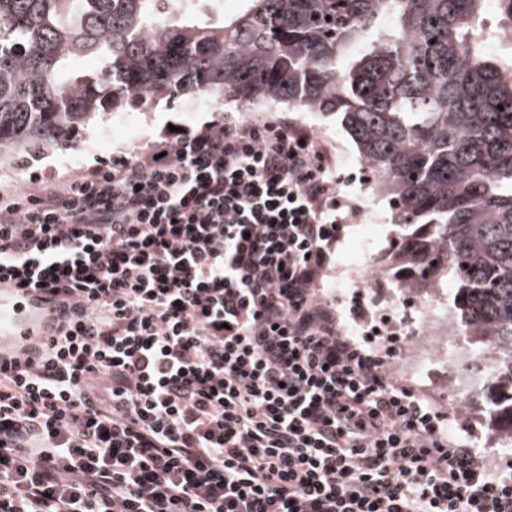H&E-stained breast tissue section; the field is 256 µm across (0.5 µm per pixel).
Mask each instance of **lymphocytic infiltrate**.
Listing matches in <instances>:
<instances>
[{
  "instance_id": "lymphocytic-infiltrate-1",
  "label": "lymphocytic infiltrate",
  "mask_w": 512,
  "mask_h": 512,
  "mask_svg": "<svg viewBox=\"0 0 512 512\" xmlns=\"http://www.w3.org/2000/svg\"><path fill=\"white\" fill-rule=\"evenodd\" d=\"M326 150L211 123L0 190V284L68 330L0 364V512H512V472L319 292Z\"/></svg>"
}]
</instances>
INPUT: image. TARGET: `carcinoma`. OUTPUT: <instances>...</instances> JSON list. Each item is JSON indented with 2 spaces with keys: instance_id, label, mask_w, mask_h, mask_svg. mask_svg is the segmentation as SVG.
<instances>
[{
  "instance_id": "1",
  "label": "carcinoma",
  "mask_w": 512,
  "mask_h": 512,
  "mask_svg": "<svg viewBox=\"0 0 512 512\" xmlns=\"http://www.w3.org/2000/svg\"><path fill=\"white\" fill-rule=\"evenodd\" d=\"M0 0V159L137 99L195 93L336 112L409 226L406 285L455 281L452 330L494 355L512 436V64L485 0ZM512 32V0H496Z\"/></svg>"
}]
</instances>
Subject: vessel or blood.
<instances>
[{"mask_svg":"<svg viewBox=\"0 0 512 512\" xmlns=\"http://www.w3.org/2000/svg\"><path fill=\"white\" fill-rule=\"evenodd\" d=\"M62 330L58 305L45 304L41 294L12 291L0 296V355L26 350Z\"/></svg>","mask_w":512,"mask_h":512,"instance_id":"vessel-or-blood-1","label":"vessel or blood"}]
</instances>
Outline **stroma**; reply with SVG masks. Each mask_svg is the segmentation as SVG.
I'll return each instance as SVG.
<instances>
[{
    "mask_svg": "<svg viewBox=\"0 0 512 512\" xmlns=\"http://www.w3.org/2000/svg\"><path fill=\"white\" fill-rule=\"evenodd\" d=\"M227 115L243 123L287 119L311 129L318 140L331 149L340 196L358 199L360 189L353 175L358 171L360 156L335 115L305 114L272 104L256 106L245 112L234 103L223 104L191 96L171 102L156 101L145 109L135 102L126 104L122 112L114 114L108 121L80 131L66 146L39 153L21 152L0 160V186H23L33 174L52 171L76 173L113 155L128 152L132 147L147 148L168 133L170 127L196 129ZM377 209L382 226L369 253L351 252L350 245L359 235L360 228L355 224L343 225L322 280L324 294L335 306L341 326L350 334L356 333L359 328L354 317L356 306H363L373 313L386 311L401 286L395 257L406 230L394 224L392 206L387 197H379ZM364 262L378 265L380 274L362 289L337 287L336 280L343 268ZM484 364V356L474 345L467 357L432 366L424 374L412 376L411 381L449 413V427L453 433L482 453L512 461V449H502L492 428L486 404L473 395L462 396L457 391L460 383L477 379Z\"/></svg>",
    "mask_w": 512,
    "mask_h": 512,
    "instance_id": "35a3bbf8",
    "label": "stroma"
}]
</instances>
